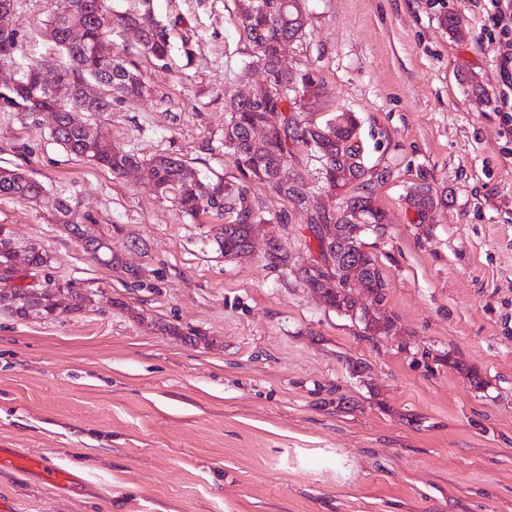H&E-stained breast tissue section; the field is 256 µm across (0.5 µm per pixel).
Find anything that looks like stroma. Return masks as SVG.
<instances>
[{
	"label": "stroma",
	"mask_w": 512,
	"mask_h": 512,
	"mask_svg": "<svg viewBox=\"0 0 512 512\" xmlns=\"http://www.w3.org/2000/svg\"><path fill=\"white\" fill-rule=\"evenodd\" d=\"M57 5L16 0L6 24L29 60H61L46 29ZM305 8L308 33L287 65L324 80L312 119L361 120L386 214L363 242L386 279L392 332L365 333L306 287L309 212L266 184L249 182L251 197L287 220L257 226L254 254L229 259L219 220L185 217L138 174L70 154L50 113L0 111V166L47 189L35 204L0 198V224L89 297L52 319L0 311V448L77 477L54 490L0 471L15 512H512V88L487 0ZM151 11L168 29L167 62L112 30L145 93L79 118L141 158L234 179L224 100L264 78L237 0H152ZM444 14L461 17L463 39L440 26ZM420 182L448 195L431 224L406 201ZM64 204L137 278L83 251L60 222ZM272 234L287 265L265 255Z\"/></svg>",
	"instance_id": "35a3bbf8"
}]
</instances>
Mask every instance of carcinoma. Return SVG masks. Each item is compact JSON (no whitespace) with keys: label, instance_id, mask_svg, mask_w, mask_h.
<instances>
[{"label":"carcinoma","instance_id":"1","mask_svg":"<svg viewBox=\"0 0 512 512\" xmlns=\"http://www.w3.org/2000/svg\"><path fill=\"white\" fill-rule=\"evenodd\" d=\"M68 11L85 14L91 21L88 38L83 44L58 40L65 57L61 63L71 85V97L59 99L47 94L28 81L29 64L20 53L16 33L0 35V63L5 62L22 70L21 85L14 91L0 92V111L4 112H52L59 113L60 127L54 138L70 153L105 167L115 175L132 165L142 167L143 173L153 182L157 196L170 201L184 214L194 218L217 217L224 220L215 237L218 249L224 256L236 258L245 251L253 224L266 221L263 208L248 195L247 186L235 181L211 177L205 172L172 156H157L142 160L109 141L88 145L81 130L70 126L69 110L82 108L92 112L112 110L111 99L88 101L81 85L95 79L112 84L116 98L136 100L142 97L144 86L138 77L117 59L112 63H100L94 56V46L99 38L109 33L110 27L125 33L139 32L136 43L155 60L162 62L169 54L167 28L154 21L150 0H143L139 10L125 12L108 19L104 0H59L57 11L48 20V30L56 35L63 33V18ZM240 33L254 48L257 63L270 82L263 96L255 100L230 97L225 103L229 113L224 127V153L233 158L237 170L245 178L264 182L271 191L304 206L312 193V187L301 174L293 171L304 160L319 164V188L330 195L347 190L357 184V193L343 196L342 212L336 210H312L308 224H335L336 237L329 244L332 268L311 273L300 270L301 277L313 291L322 294L327 306L338 312L353 307L357 294L336 293V280L356 281L370 301L382 303L385 299L386 281L373 254L364 249L362 225L352 222L354 214L361 212L372 223H385V214L372 197V175L365 165L364 149L356 134L358 118L354 113L345 114V122L336 124L329 118L317 124V129L303 125L299 114L310 110L324 94V82L312 70L290 71L281 67L282 51L307 35L308 15L303 0H256L252 13L239 19ZM271 130L263 152L254 151L252 132L257 126ZM8 173L10 182L0 177V197H11L31 202L37 201L45 190L44 185L29 177L19 168L0 167V173ZM408 204L414 209L421 224H431L438 209L447 204V195L428 183L416 185L408 195ZM64 228L88 254L92 240L86 237L83 225L70 218L71 211H61ZM13 239L7 227L0 225V268L12 265ZM274 263L288 264V252L281 239L274 237L267 252ZM100 261L108 268L123 274L136 276L137 268L123 256L112 252V246L101 247ZM50 264L48 254L32 247L28 265L40 273ZM48 288L39 301V318L48 319L59 315L57 294L49 287L52 276L44 275ZM29 285L17 284L11 288L14 306L8 313L20 320L32 318L26 301Z\"/></svg>","mask_w":512,"mask_h":512}]
</instances>
